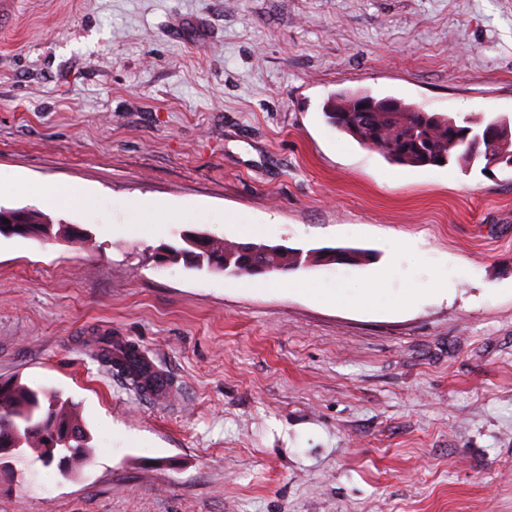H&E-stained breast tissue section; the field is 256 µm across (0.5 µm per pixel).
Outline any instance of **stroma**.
<instances>
[{
	"label": "stroma",
	"instance_id": "stroma-1",
	"mask_svg": "<svg viewBox=\"0 0 512 512\" xmlns=\"http://www.w3.org/2000/svg\"><path fill=\"white\" fill-rule=\"evenodd\" d=\"M352 91L512 117V0H0V206L93 239L0 236V380L68 397L91 447L15 463L0 512H512V168L390 163L326 123ZM186 230L368 258L279 288L158 262ZM376 279L429 294L336 304ZM37 194L48 202H54L63 196L77 198L87 206L92 205L94 201L93 196L88 192L79 191L75 188L61 187L55 184L40 185ZM116 344V339L112 336H96L95 340H93V343L90 344L93 350V355L95 358L98 359V361L107 367L109 370H112V368L118 367L121 369L124 367L126 363L129 365L131 362H128L127 359H117L114 354H112V345ZM133 372L136 374L137 378H146L147 372L144 370V367L141 366L139 363L132 366ZM141 354L148 363L151 372L150 384L143 389L136 388L139 394L152 399L154 402H166L172 394L171 383L168 373L151 358L148 353L139 347Z\"/></svg>",
	"mask_w": 512,
	"mask_h": 512
}]
</instances>
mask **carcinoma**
Here are the masks:
<instances>
[{"label": "carcinoma", "instance_id": "obj_1", "mask_svg": "<svg viewBox=\"0 0 512 512\" xmlns=\"http://www.w3.org/2000/svg\"><path fill=\"white\" fill-rule=\"evenodd\" d=\"M357 97V93L344 94L327 102L324 108L326 122L350 135L362 146L381 154L390 162L408 167L439 165V160L449 163L456 159L468 167L484 159L483 151L472 152L458 134L470 132L486 139L489 133H501L496 148L512 152V120L498 116L489 120L474 121L467 117L458 119L445 114L420 112L409 104H401L402 111L393 116L378 113L364 125L353 123L354 114L336 112V104ZM423 135L427 157L414 151V133ZM23 232L29 237L54 238L64 242H86L89 235L70 224H28ZM245 243L229 244L211 237L202 248H190L181 242L176 249L183 252L181 260L212 271L230 275L261 276L270 273L286 274L301 268L297 250L273 251L257 260L244 253ZM366 258V253L356 249L321 248L316 263L321 266L335 264L355 265ZM112 336H98L91 344L93 355L105 367L122 368L128 360L112 354ZM27 448L35 459L50 464L66 455L70 464L88 458V437L75 416L69 401L46 388L32 389L11 380L0 381V448Z\"/></svg>", "mask_w": 512, "mask_h": 512}]
</instances>
